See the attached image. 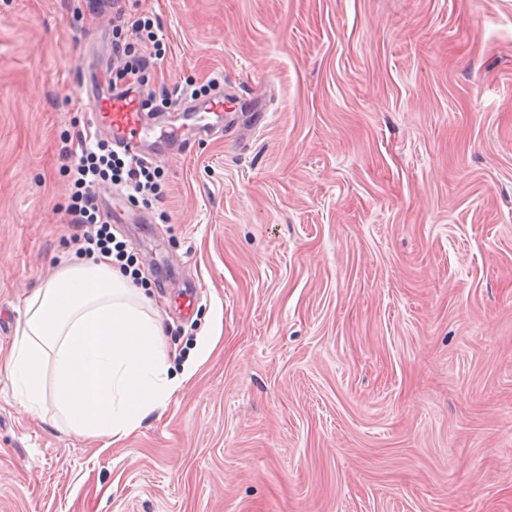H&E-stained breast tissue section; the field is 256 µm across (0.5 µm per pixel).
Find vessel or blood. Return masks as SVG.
<instances>
[{"instance_id":"b4317fda","label":"vessel or blood","mask_w":512,"mask_h":512,"mask_svg":"<svg viewBox=\"0 0 512 512\" xmlns=\"http://www.w3.org/2000/svg\"><path fill=\"white\" fill-rule=\"evenodd\" d=\"M85 100L94 120L109 128L113 146L135 158L140 157L142 144L151 138L165 142L189 134L211 135L212 128L205 123L204 115L224 109V98L220 95L206 100L186 101L178 104L177 109L187 113L189 124L177 130H157L144 124L140 102L134 92L112 88L104 92L89 91L85 94Z\"/></svg>"}]
</instances>
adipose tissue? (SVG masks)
Here are the masks:
<instances>
[{"label": "adipose tissue", "instance_id": "obj_1", "mask_svg": "<svg viewBox=\"0 0 512 512\" xmlns=\"http://www.w3.org/2000/svg\"><path fill=\"white\" fill-rule=\"evenodd\" d=\"M145 300L108 256L77 260L36 289L5 367L20 410L38 412L50 396L72 433L119 439L165 405L176 385Z\"/></svg>", "mask_w": 512, "mask_h": 512}]
</instances>
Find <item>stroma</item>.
Segmentation results:
<instances>
[{
  "label": "stroma",
  "instance_id": "35a3bbf8",
  "mask_svg": "<svg viewBox=\"0 0 512 512\" xmlns=\"http://www.w3.org/2000/svg\"><path fill=\"white\" fill-rule=\"evenodd\" d=\"M124 8L166 43L151 124L183 123L176 86L224 94L223 135L150 159L149 223L112 227L180 385L115 442L1 375L0 512H512V0ZM113 17L0 0V362L77 256Z\"/></svg>",
  "mask_w": 512,
  "mask_h": 512
}]
</instances>
